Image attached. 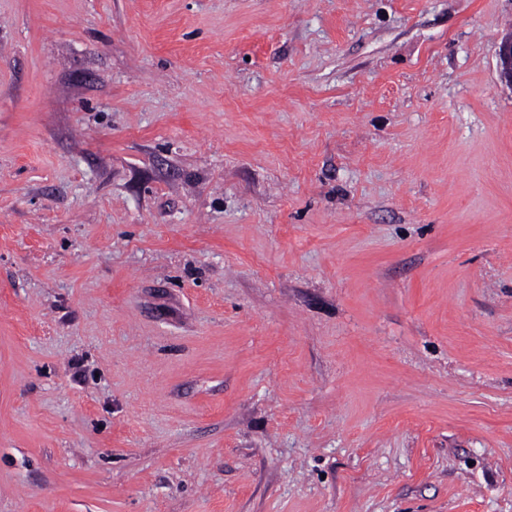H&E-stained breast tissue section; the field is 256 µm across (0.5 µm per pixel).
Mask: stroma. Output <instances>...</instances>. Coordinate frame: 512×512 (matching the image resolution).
Wrapping results in <instances>:
<instances>
[{
  "label": "stroma",
  "mask_w": 512,
  "mask_h": 512,
  "mask_svg": "<svg viewBox=\"0 0 512 512\" xmlns=\"http://www.w3.org/2000/svg\"><path fill=\"white\" fill-rule=\"evenodd\" d=\"M512 0H0V512H512Z\"/></svg>",
  "instance_id": "1"
}]
</instances>
